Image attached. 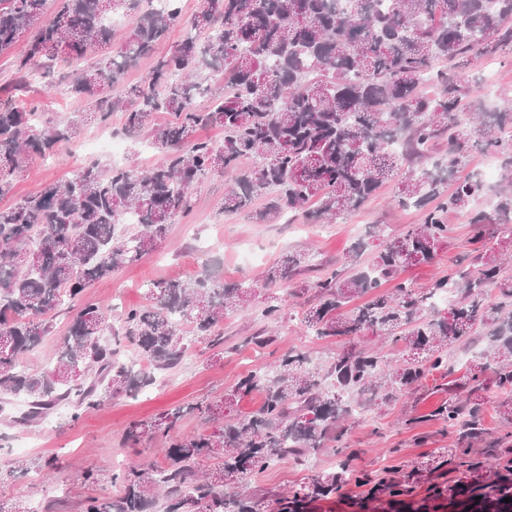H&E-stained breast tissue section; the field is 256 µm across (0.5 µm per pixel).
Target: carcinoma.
<instances>
[{"mask_svg": "<svg viewBox=\"0 0 512 512\" xmlns=\"http://www.w3.org/2000/svg\"><path fill=\"white\" fill-rule=\"evenodd\" d=\"M54 4L49 15L48 0H0V52L21 47L15 90L36 78L52 84L62 62L73 68L70 93L87 102L89 116L103 123L125 109L128 137H138L153 112L175 120L152 131L164 153L160 164L138 170L94 160L71 179L0 208V394L28 399L22 420L61 401L72 404L77 419L112 397L137 396L156 374L179 366L193 340L224 345L215 328L249 302L252 286L160 279L150 284L151 304L124 312L113 341L103 340L112 333L108 310L87 303L72 315L54 365L41 373L24 366L25 354L53 331L55 311L152 252L191 210L194 183L209 174L238 173L224 193L226 212H246L260 224L300 212L311 224H331L358 210L405 163L408 175L394 203L421 212L420 222L394 236L367 267L358 245L314 281L299 278L314 267L303 264L302 254L266 274L268 284L286 281L302 294L315 292L319 302L303 324L316 339L381 337L403 348L399 359L354 343L324 363L291 349L218 400L135 421L123 446L133 449L157 435L164 465L84 470L83 481H106L119 492L85 498L83 512H303L349 486L370 500L413 497L424 474L446 464L456 480L432 485L433 493L468 489L474 512H512V446L503 445L512 432L497 436L485 424L493 396L498 423L512 427V273L505 262L512 245L475 248L425 288L400 277L448 244L455 231L450 218L467 215L478 243L486 225L512 216L511 188L494 191L490 208H471L488 187L478 174L464 173L478 149L497 155L503 178L512 180V102L461 120L460 102L479 80L453 81L434 67L440 58L511 45L505 23L512 0H388L383 9L376 0H197L191 30L164 54L159 47L184 25L180 0L162 7L154 0ZM115 14L133 18L131 33L115 54L79 68L112 45L107 20ZM196 30L209 31L205 43ZM148 57L154 62L144 85L122 88L128 69ZM205 69L224 73V84L209 83ZM199 98L209 106L197 107ZM80 126L47 119L37 105L20 106L11 95L0 98V197L12 191L25 158L55 154L77 139ZM207 126L224 130L222 145L197 136ZM393 142L399 149H390ZM431 158V166H422ZM314 197L318 207L305 210ZM452 288L457 302L436 310L432 299ZM492 288L497 302L488 301ZM482 340L489 345L486 362L459 372L448 353ZM128 346L143 368L126 362ZM432 377L441 383L431 390L446 397L428 418L452 435L453 447L375 476L358 470L355 453L344 447L359 418L354 406L417 403L431 391ZM254 393L262 395L256 410L232 412L238 399ZM189 415L220 428L176 436ZM327 452L336 455L335 469L271 495L269 503L239 490L254 471L285 459L305 467ZM206 460L215 461L207 473Z\"/></svg>", "mask_w": 512, "mask_h": 512, "instance_id": "1", "label": "carcinoma"}]
</instances>
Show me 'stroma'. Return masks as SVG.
Listing matches in <instances>:
<instances>
[{
	"label": "stroma",
	"mask_w": 512,
	"mask_h": 512,
	"mask_svg": "<svg viewBox=\"0 0 512 512\" xmlns=\"http://www.w3.org/2000/svg\"><path fill=\"white\" fill-rule=\"evenodd\" d=\"M472 67L479 73L491 70L495 93L489 97L482 91H473L463 99V109L477 104L495 110L504 101H512V53L475 58ZM16 97L37 104L47 117L58 121L87 110L86 103L68 94L62 83L52 87L35 83L17 92ZM123 123L124 113L119 109L105 123L85 120L73 144L61 147L52 156L24 160L12 192L0 197V207L12 206L45 184L71 178L94 157L140 168L159 164L163 155L147 133L134 146L123 140L120 156L113 157L102 150L106 138L121 135ZM228 181V176L220 174L201 180L193 189L192 212L170 225L166 238L150 254L97 282L87 292L89 300L108 305L117 322L127 308L147 304V286L157 279L186 281L208 277L219 282H246L255 288L256 296L243 310L220 321L223 352H215L208 341H197L178 368L158 374L155 384L137 397L113 398L83 412L76 420L71 417V407L65 404L29 425L11 424L14 408L0 411V503L5 507L16 506L21 512H82L85 497L112 496L117 492L108 483H83L80 475L88 464L115 472L136 461L162 462L158 439L143 438L134 450L122 447V436L132 422L149 420L197 401L221 398L249 371L291 348L315 357L335 355L342 339H316L302 324L303 310L315 303L313 294H292L285 282L266 285L268 267L300 251L313 254L319 262L338 263L357 242L364 245L361 261L367 264L380 246L405 225L420 220L415 209L392 205L400 184L396 178L384 183L359 211L346 219L306 225L284 218L273 224H259L246 213H225L224 186ZM453 223L455 233L448 246L431 262L405 268L403 279L415 287H427L436 276L448 271L459 254L471 249L472 225L463 216L454 217ZM267 301L281 305L285 318L275 328L274 344L261 348L247 343L246 338L270 327L260 315ZM439 401L435 394L418 404L405 399L392 407H372L366 419L347 435L349 448L358 456L357 468L372 473L392 469L420 453L434 454L450 447V436L428 418ZM50 458L56 459L58 470L46 471L44 462ZM335 464V456L329 453L314 458L305 468L285 460L250 477L245 489L265 497Z\"/></svg>",
	"instance_id": "35a3bbf8"
}]
</instances>
